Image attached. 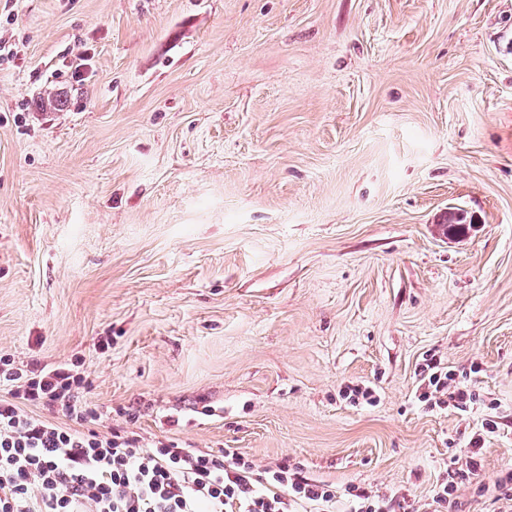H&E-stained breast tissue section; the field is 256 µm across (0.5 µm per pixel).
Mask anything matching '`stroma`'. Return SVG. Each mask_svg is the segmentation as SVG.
<instances>
[{
  "instance_id": "35a3bbf8",
  "label": "stroma",
  "mask_w": 512,
  "mask_h": 512,
  "mask_svg": "<svg viewBox=\"0 0 512 512\" xmlns=\"http://www.w3.org/2000/svg\"><path fill=\"white\" fill-rule=\"evenodd\" d=\"M0 39V354L335 512H431L493 415L458 512H512V0H0ZM425 364L423 372L427 371L426 376L423 377L424 383L427 381L428 391H424L421 396L424 401L432 407V405L444 403L442 396H447L452 400L458 408L466 410L468 403L477 402L476 394L469 389H463L455 383V374L451 373L450 370L444 372V367H440L441 362L431 358ZM351 494L352 509L349 512H396L394 497L384 498L379 495H371L362 490Z\"/></svg>"
}]
</instances>
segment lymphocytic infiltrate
I'll use <instances>...</instances> for the list:
<instances>
[{
  "label": "lymphocytic infiltrate",
  "instance_id": "1",
  "mask_svg": "<svg viewBox=\"0 0 512 512\" xmlns=\"http://www.w3.org/2000/svg\"><path fill=\"white\" fill-rule=\"evenodd\" d=\"M425 369L428 404L476 402L437 360ZM84 384L74 363L22 369L0 355V512H289L292 503L325 506L335 498L285 464L260 468L230 451L173 441L146 448L124 431L100 433L91 427L100 412L76 397ZM494 430L488 420L475 432L464 468L436 491L434 512L456 507L457 480L478 475L481 443Z\"/></svg>",
  "mask_w": 512,
  "mask_h": 512
}]
</instances>
